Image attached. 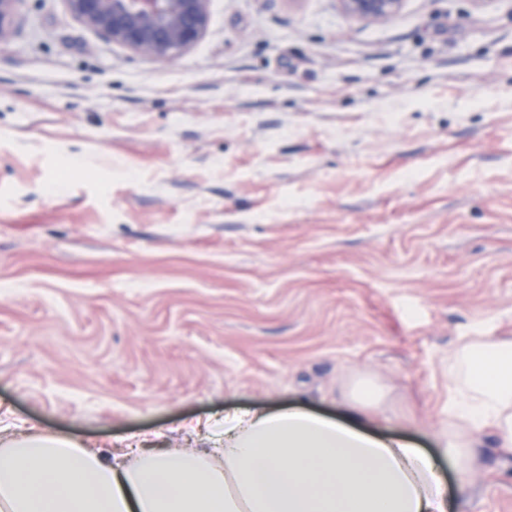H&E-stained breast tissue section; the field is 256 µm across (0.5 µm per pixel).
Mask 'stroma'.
<instances>
[{
  "instance_id": "35a3bbf8",
  "label": "stroma",
  "mask_w": 512,
  "mask_h": 512,
  "mask_svg": "<svg viewBox=\"0 0 512 512\" xmlns=\"http://www.w3.org/2000/svg\"><path fill=\"white\" fill-rule=\"evenodd\" d=\"M209 14L170 63L64 0L0 41V433L198 448L369 381L370 430L433 438L459 337L512 341V0ZM478 455L448 512H512ZM340 9L349 17L364 22L387 21L397 16L404 0H337Z\"/></svg>"
}]
</instances>
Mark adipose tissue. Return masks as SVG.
Segmentation results:
<instances>
[{"label":"adipose tissue","instance_id":"adipose-tissue-1","mask_svg":"<svg viewBox=\"0 0 512 512\" xmlns=\"http://www.w3.org/2000/svg\"><path fill=\"white\" fill-rule=\"evenodd\" d=\"M448 381L435 456L298 408L213 418L206 450L0 436V512H448L440 462L466 473L487 428L512 454V343L462 337Z\"/></svg>","mask_w":512,"mask_h":512}]
</instances>
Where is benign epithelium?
<instances>
[{
    "label": "benign epithelium",
    "mask_w": 512,
    "mask_h": 512,
    "mask_svg": "<svg viewBox=\"0 0 512 512\" xmlns=\"http://www.w3.org/2000/svg\"><path fill=\"white\" fill-rule=\"evenodd\" d=\"M22 0H0V41L12 30ZM73 17L105 40L156 62H167L196 43L209 23V0H65ZM364 22L397 16L404 0H337Z\"/></svg>",
    "instance_id": "benign-epithelium-1"
}]
</instances>
